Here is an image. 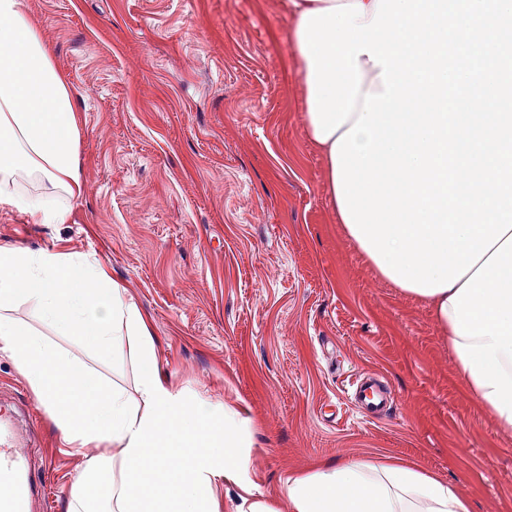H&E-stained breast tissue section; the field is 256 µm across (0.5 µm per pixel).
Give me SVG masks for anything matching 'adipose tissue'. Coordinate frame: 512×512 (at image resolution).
Listing matches in <instances>:
<instances>
[{
    "mask_svg": "<svg viewBox=\"0 0 512 512\" xmlns=\"http://www.w3.org/2000/svg\"><path fill=\"white\" fill-rule=\"evenodd\" d=\"M79 124L70 83L20 0H0V202L62 224L79 196ZM457 367L497 427L512 433V231L455 283L427 296ZM27 306L50 335L18 320ZM77 338L97 357L133 361L135 389L98 378L52 342ZM145 318L100 262L0 244V355L23 373L65 445L91 449L65 512H275L247 480L253 429L159 371ZM181 460L179 469L167 459ZM292 512H470L449 484L388 460L330 461L288 479Z\"/></svg>",
    "mask_w": 512,
    "mask_h": 512,
    "instance_id": "1",
    "label": "adipose tissue"
}]
</instances>
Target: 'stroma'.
I'll list each match as a JSON object with an SVG mask.
<instances>
[{
  "label": "stroma",
  "mask_w": 512,
  "mask_h": 512,
  "mask_svg": "<svg viewBox=\"0 0 512 512\" xmlns=\"http://www.w3.org/2000/svg\"><path fill=\"white\" fill-rule=\"evenodd\" d=\"M289 0H21L68 77L82 193L63 224L0 204V244L104 263L170 381L251 420L255 495L287 507L315 464L392 459L512 512V434L469 390L430 306L338 224L307 136ZM381 374L394 407L345 391ZM23 418L33 512H63L85 460L0 355Z\"/></svg>",
  "instance_id": "35a3bbf8"
}]
</instances>
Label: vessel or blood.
Returning <instances> with one entry per match:
<instances>
[{
	"instance_id": "vessel-or-blood-1",
	"label": "vessel or blood",
	"mask_w": 512,
	"mask_h": 512,
	"mask_svg": "<svg viewBox=\"0 0 512 512\" xmlns=\"http://www.w3.org/2000/svg\"><path fill=\"white\" fill-rule=\"evenodd\" d=\"M356 400L375 411L388 403L386 390L380 389L374 377L363 378L357 386ZM22 436L10 416L0 415V480L12 485L14 494L5 512H28L32 502L41 494L42 484L30 471L28 462L18 447Z\"/></svg>"
}]
</instances>
